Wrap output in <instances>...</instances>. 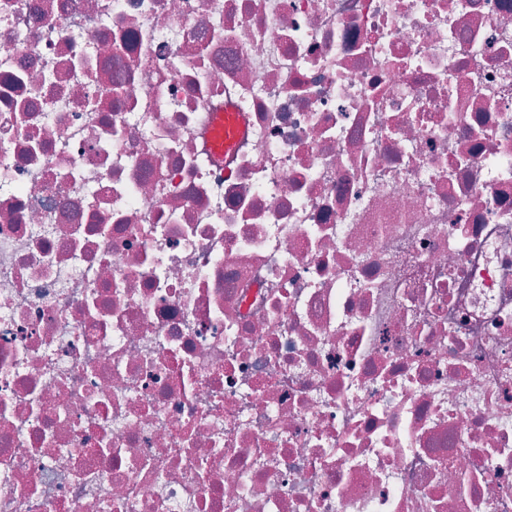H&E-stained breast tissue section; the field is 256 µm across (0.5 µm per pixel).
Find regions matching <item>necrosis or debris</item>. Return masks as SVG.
Here are the masks:
<instances>
[{
	"label": "necrosis or debris",
	"mask_w": 512,
	"mask_h": 512,
	"mask_svg": "<svg viewBox=\"0 0 512 512\" xmlns=\"http://www.w3.org/2000/svg\"><path fill=\"white\" fill-rule=\"evenodd\" d=\"M0 512H512V0H0ZM214 150L218 156L229 151L243 131L235 112L218 113L214 119Z\"/></svg>",
	"instance_id": "necrosis-or-debris-1"
}]
</instances>
